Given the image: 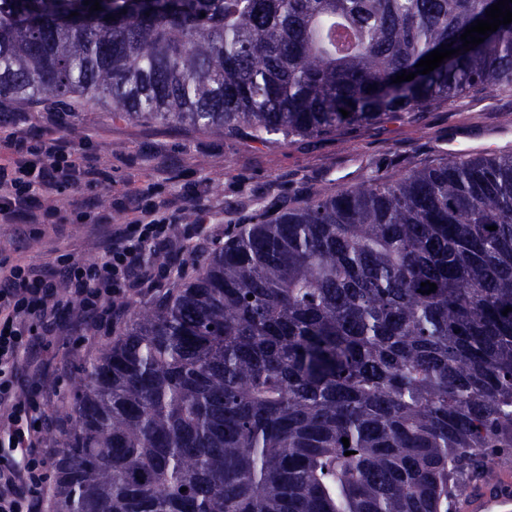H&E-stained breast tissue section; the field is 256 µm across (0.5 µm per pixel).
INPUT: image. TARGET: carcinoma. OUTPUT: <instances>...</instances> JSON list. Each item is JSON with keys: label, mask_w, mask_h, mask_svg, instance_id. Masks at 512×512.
<instances>
[{"label": "carcinoma", "mask_w": 512, "mask_h": 512, "mask_svg": "<svg viewBox=\"0 0 512 512\" xmlns=\"http://www.w3.org/2000/svg\"><path fill=\"white\" fill-rule=\"evenodd\" d=\"M496 2L0 0V99L271 145L416 119L512 91V23L460 40ZM508 306L511 150L279 198L178 287L112 299L49 427L52 512H452L512 457Z\"/></svg>", "instance_id": "carcinoma-1"}]
</instances>
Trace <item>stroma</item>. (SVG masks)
Segmentation results:
<instances>
[{
  "label": "stroma",
  "instance_id": "1",
  "mask_svg": "<svg viewBox=\"0 0 512 512\" xmlns=\"http://www.w3.org/2000/svg\"><path fill=\"white\" fill-rule=\"evenodd\" d=\"M512 92L442 104L421 118L391 120L326 137H296L284 145L224 137L193 127L171 130L158 124L113 119L90 103L68 109L44 103L0 101V135L30 139L61 137L105 167L99 185H64L41 198L49 224H0V260L55 266L60 257L90 261L109 224H129L141 211L157 209L172 220L173 236H194L188 209L209 213L208 240L220 241L227 226L224 206L236 202L249 212L257 202L294 192H330L360 181L375 168L399 176L437 163L449 142L483 149L512 146L508 118ZM116 328L88 336L65 331L36 347L50 367L48 378L33 384L28 363L19 366V387L37 388L46 411H56L61 391L81 360L94 356Z\"/></svg>",
  "mask_w": 512,
  "mask_h": 512
}]
</instances>
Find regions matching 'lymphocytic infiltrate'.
<instances>
[{
    "label": "lymphocytic infiltrate",
    "mask_w": 512,
    "mask_h": 512,
    "mask_svg": "<svg viewBox=\"0 0 512 512\" xmlns=\"http://www.w3.org/2000/svg\"><path fill=\"white\" fill-rule=\"evenodd\" d=\"M107 178L105 169L65 139L2 140L0 223H41L39 197L66 184H100ZM170 229L167 217L156 211L138 224L114 225L96 259H62L51 273L0 261V512H38L52 462L41 446L48 421L40 402L15 391L20 360L35 331L53 336L73 324L111 326L113 295L150 280L145 251L168 242Z\"/></svg>",
    "instance_id": "1"
}]
</instances>
